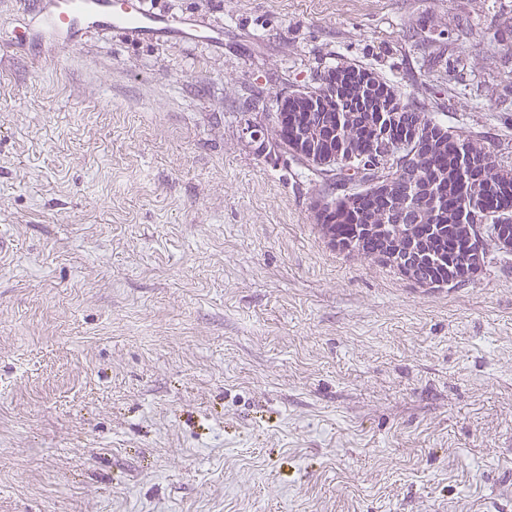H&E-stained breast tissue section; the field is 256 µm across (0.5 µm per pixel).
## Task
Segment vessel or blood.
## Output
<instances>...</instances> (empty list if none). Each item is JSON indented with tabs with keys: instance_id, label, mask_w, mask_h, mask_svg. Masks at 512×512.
Listing matches in <instances>:
<instances>
[{
	"instance_id": "vessel-or-blood-1",
	"label": "vessel or blood",
	"mask_w": 512,
	"mask_h": 512,
	"mask_svg": "<svg viewBox=\"0 0 512 512\" xmlns=\"http://www.w3.org/2000/svg\"><path fill=\"white\" fill-rule=\"evenodd\" d=\"M25 14L54 34L81 41L90 30L109 28L122 37L145 44L170 40L221 46V30H203L191 17L146 7L143 0H24Z\"/></svg>"
}]
</instances>
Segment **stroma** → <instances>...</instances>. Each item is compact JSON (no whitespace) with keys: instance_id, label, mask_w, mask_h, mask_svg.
<instances>
[{"instance_id":"1","label":"stroma","mask_w":512,"mask_h":512,"mask_svg":"<svg viewBox=\"0 0 512 512\" xmlns=\"http://www.w3.org/2000/svg\"><path fill=\"white\" fill-rule=\"evenodd\" d=\"M162 4L223 47L45 44L0 0V512H512V262L335 250L243 132L343 57L499 150L512 0Z\"/></svg>"}]
</instances>
